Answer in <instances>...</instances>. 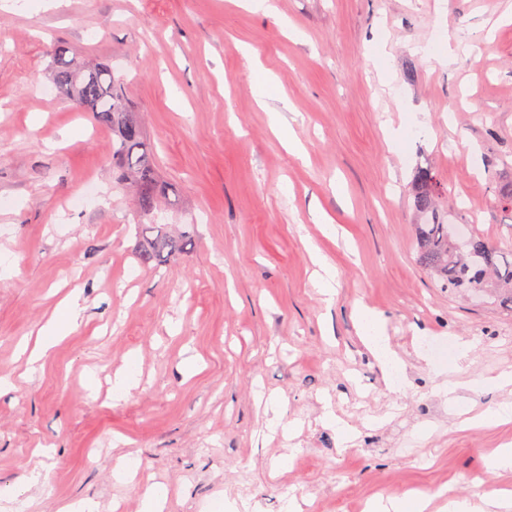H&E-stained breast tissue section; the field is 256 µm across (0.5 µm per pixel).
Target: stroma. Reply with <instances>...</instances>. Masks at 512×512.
<instances>
[{
	"instance_id": "stroma-1",
	"label": "stroma",
	"mask_w": 512,
	"mask_h": 512,
	"mask_svg": "<svg viewBox=\"0 0 512 512\" xmlns=\"http://www.w3.org/2000/svg\"><path fill=\"white\" fill-rule=\"evenodd\" d=\"M12 0L0 8V487L39 471L29 512L90 498L139 512L141 481L164 512H359L379 497L512 492L493 456L512 421L467 428L461 414L504 403L489 377L512 372V309L449 293L416 261L410 196L434 170L465 209L447 222L512 240L494 178L512 179V0ZM106 62L139 112L171 204L156 221L188 252L144 262L131 197L113 184L112 133L65 101L58 43ZM457 49L436 64L424 46ZM274 95L258 103L263 75ZM306 156L270 125L278 96ZM403 128L389 145L387 126ZM335 219L313 223L311 208ZM318 249L336 271L325 302ZM79 325L36 367L24 339L72 287ZM382 315L404 362L390 390L360 337L359 308ZM467 341L443 363L424 348ZM198 370L186 375L184 362ZM140 386L113 399L123 365ZM99 378L89 389L88 371ZM466 382L456 400L447 379ZM277 405L284 425L267 426ZM353 429L341 449L325 408ZM95 448L87 458L86 448ZM140 463L120 484V457Z\"/></svg>"
}]
</instances>
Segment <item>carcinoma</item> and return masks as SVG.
<instances>
[{"instance_id": "obj_1", "label": "carcinoma", "mask_w": 512, "mask_h": 512, "mask_svg": "<svg viewBox=\"0 0 512 512\" xmlns=\"http://www.w3.org/2000/svg\"><path fill=\"white\" fill-rule=\"evenodd\" d=\"M71 49L57 47L52 78L64 97L92 113L95 121L112 130V171L117 182L136 194L138 224L147 233V262H163L190 244V237H175L158 224H146L154 210L169 199L170 186L160 179L155 153L146 146L145 132L136 113L128 109L112 68L99 64L83 69L69 57ZM444 193L430 169L416 172L411 185L413 207L424 219L414 225L417 261L443 288L471 299L494 297L512 308V245L490 244L471 233L461 237L458 225L446 224L437 201Z\"/></svg>"}]
</instances>
